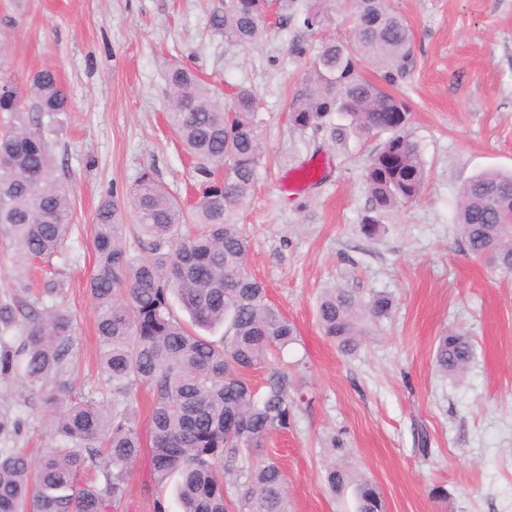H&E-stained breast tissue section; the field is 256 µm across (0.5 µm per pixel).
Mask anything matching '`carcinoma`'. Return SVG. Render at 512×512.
Listing matches in <instances>:
<instances>
[{"label":"carcinoma","mask_w":512,"mask_h":512,"mask_svg":"<svg viewBox=\"0 0 512 512\" xmlns=\"http://www.w3.org/2000/svg\"><path fill=\"white\" fill-rule=\"evenodd\" d=\"M328 0H309L303 24L323 26ZM295 0H224L211 28L239 46L259 44L273 10L279 20L295 15ZM355 47L332 40L314 57L305 90L290 112L297 127L329 129L332 142L349 136L386 138L371 153L363 178L372 207L361 232L373 237L380 216L417 200L426 171L408 122L405 103L358 72L362 56L384 71L388 83L409 68L412 33L386 0H347ZM167 121L198 163V195L188 210L167 187L144 172L128 203L108 192L95 214L92 247L96 271L88 290L96 313L101 364L110 384L97 400L76 391L71 379L74 324L59 306L51 281L28 304L30 290L0 298V378L12 381L24 403L36 398L55 445L39 457L7 447L22 421L0 412V512H114L126 495L130 465L144 449L132 419L134 390L153 395L149 444L151 480L161 488L177 477L182 512H288L285 478L266 459L254 467L240 454L257 453L268 437L289 429L297 404L286 370H274L258 393L246 373L298 338L296 326L267 299L247 266L250 239L237 221L265 155L256 95L241 87L230 104L194 71L178 64L167 74ZM0 112V237L14 247L17 269L34 259L52 263L71 223L70 199L54 176L43 130L70 111L54 70L35 71L17 84L6 81ZM458 224L465 250L489 251L512 272V172H483L460 190ZM135 223H124L126 207ZM135 231L132 255L125 232ZM176 297L190 323L175 314ZM392 300L377 294L364 302L346 289L324 294L318 305L323 334L346 354L355 353L368 325L387 316ZM224 329L218 340L205 333ZM473 358L470 337L437 338L434 363L450 379L462 378ZM231 477L236 500L226 496ZM350 473L334 464L326 481L336 491ZM357 512H385L375 485L356 486Z\"/></svg>","instance_id":"carcinoma-1"}]
</instances>
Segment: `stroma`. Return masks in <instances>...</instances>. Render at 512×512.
<instances>
[{"label":"stroma","mask_w":512,"mask_h":512,"mask_svg":"<svg viewBox=\"0 0 512 512\" xmlns=\"http://www.w3.org/2000/svg\"><path fill=\"white\" fill-rule=\"evenodd\" d=\"M219 4L0 0V78L20 83L52 68L71 104L49 141L72 204L73 230L54 265L74 321L75 385L86 391L104 381L86 290L100 199L110 191L126 198L147 170L184 203L198 189L195 164L165 121L167 68L178 62L225 97L244 85L260 101L267 153L238 217L250 238L249 269L299 339L247 378L259 389L271 369L287 370L304 399L291 429L273 434L252 463L279 462L291 512H356L361 479L375 483L386 512H512V274L467 255L455 222L472 175L512 170V0H387L412 31L413 65L390 90L409 108L426 178L420 198L384 215L372 238L360 231L371 205L363 169L378 138L336 146L326 129L289 120L322 36L351 41L348 12L330 10L319 32L299 14L285 26L271 18L252 48L211 29ZM337 287L393 300L351 355L324 336L316 316ZM449 331L474 342L458 382L434 366L436 339ZM5 407L23 422L16 446L49 444L40 409L0 380ZM333 435L345 442L353 478L337 493L324 480ZM149 469L145 454L131 464L114 512H153L158 495L167 512H180L175 481L156 489Z\"/></svg>","instance_id":"35a3bbf8"}]
</instances>
